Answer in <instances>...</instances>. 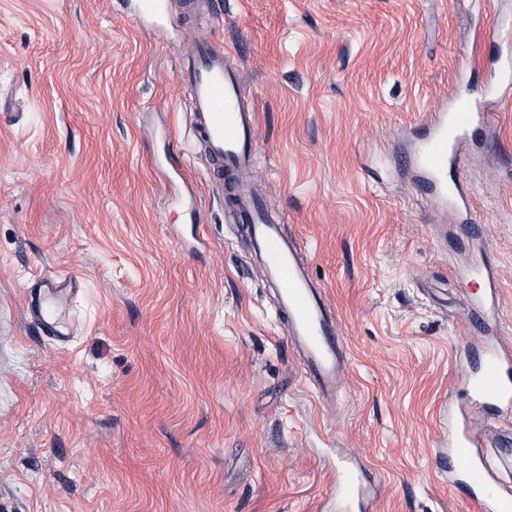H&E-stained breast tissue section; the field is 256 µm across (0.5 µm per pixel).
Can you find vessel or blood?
<instances>
[{
    "label": "vessel or blood",
    "mask_w": 512,
    "mask_h": 512,
    "mask_svg": "<svg viewBox=\"0 0 512 512\" xmlns=\"http://www.w3.org/2000/svg\"><path fill=\"white\" fill-rule=\"evenodd\" d=\"M166 0H135V15L161 21ZM178 79L190 91V108L199 122L212 157L210 176L231 195L232 218L246 225L249 252L274 298L284 334L299 363L305 382L321 402L333 401L345 366L346 346L323 288L300 258L295 241L265 212L252 180L258 128L253 107L241 94L240 76L224 52L207 41L196 44L179 64ZM459 88L445 104L428 113L423 133L412 150L413 171L423 190L440 206L454 205L458 214L469 208V192L462 171L467 158L466 137L489 123L481 99H495L500 84L485 87L475 97L467 72L459 74ZM469 275L480 289L475 308L480 316L499 306L496 274L489 265H473ZM478 410L492 416L512 413V346L495 342L483 347L479 364L467 377ZM482 435L463 428L443 449L448 459V483L465 485L482 512H512V491L498 486L482 453ZM377 474L357 462L337 465L334 472L340 512H373Z\"/></svg>",
    "instance_id": "1"
}]
</instances>
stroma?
I'll return each instance as SVG.
<instances>
[{"label":"stroma","instance_id":"35a3bbf8","mask_svg":"<svg viewBox=\"0 0 512 512\" xmlns=\"http://www.w3.org/2000/svg\"><path fill=\"white\" fill-rule=\"evenodd\" d=\"M129 0H0V512H325V447L380 476L376 512H478L443 412L469 406L463 264L497 268L512 345V97L468 149L473 220L396 155L512 21V0H200L163 31ZM222 46L258 123L253 178L334 307V405L304 384L245 227L209 179L177 78ZM68 342L27 314L33 280Z\"/></svg>","mask_w":512,"mask_h":512}]
</instances>
